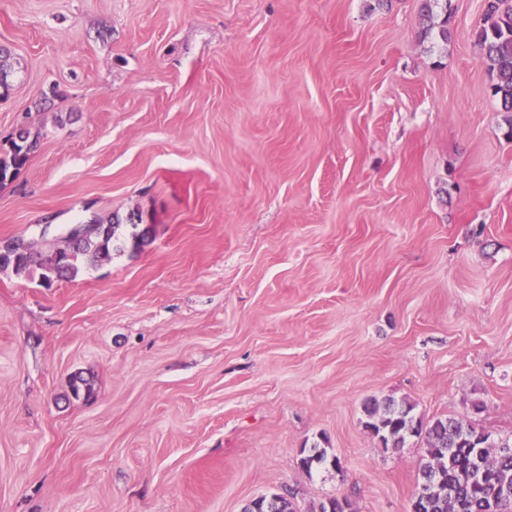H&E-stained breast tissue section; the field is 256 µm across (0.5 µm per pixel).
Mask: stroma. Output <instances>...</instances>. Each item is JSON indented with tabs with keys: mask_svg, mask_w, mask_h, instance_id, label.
Returning <instances> with one entry per match:
<instances>
[{
	"mask_svg": "<svg viewBox=\"0 0 512 512\" xmlns=\"http://www.w3.org/2000/svg\"><path fill=\"white\" fill-rule=\"evenodd\" d=\"M420 5L0 0V150L40 134L0 242L122 225L53 287L0 271V512H410L424 441L368 400L512 437V114L484 0L435 46ZM289 495L274 493L270 496H260L253 499L244 512H297Z\"/></svg>",
	"mask_w": 512,
	"mask_h": 512,
	"instance_id": "stroma-1",
	"label": "stroma"
}]
</instances>
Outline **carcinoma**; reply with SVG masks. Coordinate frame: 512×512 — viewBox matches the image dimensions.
Returning <instances> with one entry per match:
<instances>
[{
    "instance_id": "obj_1",
    "label": "carcinoma",
    "mask_w": 512,
    "mask_h": 512,
    "mask_svg": "<svg viewBox=\"0 0 512 512\" xmlns=\"http://www.w3.org/2000/svg\"><path fill=\"white\" fill-rule=\"evenodd\" d=\"M439 0H424L421 37L433 43L448 40V19H439ZM483 50L482 62L492 79V91L505 111L512 112V0H486L484 23L475 31ZM10 55L0 51V98L13 88ZM39 135L22 129L0 159V183L15 176L36 150ZM119 225L99 223L77 242L42 252L28 245L20 252L0 254V271L17 275L39 274L52 286L72 278L85 267L112 259ZM365 427L395 448L408 435L424 436L426 451L411 512H512L511 440H495L472 422L438 418L428 425L414 418L412 407L392 400H370L365 406ZM244 512H297L283 493L253 499Z\"/></svg>"
}]
</instances>
